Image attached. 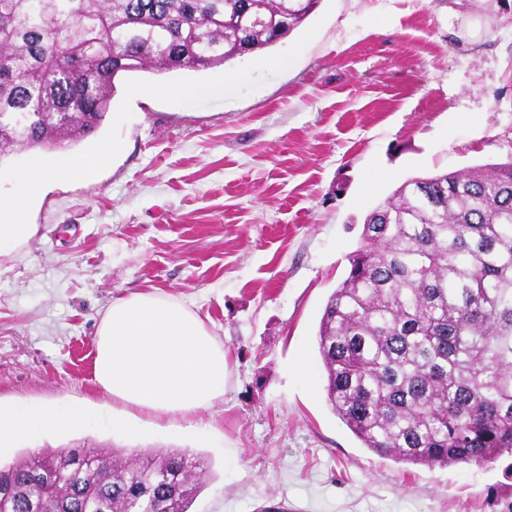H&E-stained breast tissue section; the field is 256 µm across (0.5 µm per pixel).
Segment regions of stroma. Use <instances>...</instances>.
<instances>
[{"label":"stroma","instance_id":"35a3bbf8","mask_svg":"<svg viewBox=\"0 0 512 512\" xmlns=\"http://www.w3.org/2000/svg\"><path fill=\"white\" fill-rule=\"evenodd\" d=\"M316 36L240 97L135 96L124 149L92 181L34 201L0 255V403L84 404L88 422L0 454L178 449L207 470L189 512H512V458L428 468L364 448L333 411L320 319L366 216L404 181L512 161V0H320ZM302 35L211 69L285 51ZM184 301L223 345L224 397L181 433L149 414L128 439L96 385L112 300Z\"/></svg>","mask_w":512,"mask_h":512}]
</instances>
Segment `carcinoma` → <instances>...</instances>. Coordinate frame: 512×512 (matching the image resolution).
<instances>
[{"label": "carcinoma", "mask_w": 512, "mask_h": 512, "mask_svg": "<svg viewBox=\"0 0 512 512\" xmlns=\"http://www.w3.org/2000/svg\"><path fill=\"white\" fill-rule=\"evenodd\" d=\"M309 0H0V158L94 134L115 78L218 67L275 45ZM320 320L329 403L411 465L512 455V161L414 177L375 208ZM203 462L61 448L0 466V512H188ZM46 474L58 492L33 504Z\"/></svg>", "instance_id": "cac0c4a2"}]
</instances>
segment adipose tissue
Listing matches in <instances>:
<instances>
[{"mask_svg":"<svg viewBox=\"0 0 512 512\" xmlns=\"http://www.w3.org/2000/svg\"><path fill=\"white\" fill-rule=\"evenodd\" d=\"M93 375L125 410L176 426L224 396V348L183 301L133 292L113 300L97 329ZM82 405L0 407V453L40 429L66 434L85 423Z\"/></svg>","mask_w":512,"mask_h":512,"instance_id":"1","label":"adipose tissue"}]
</instances>
